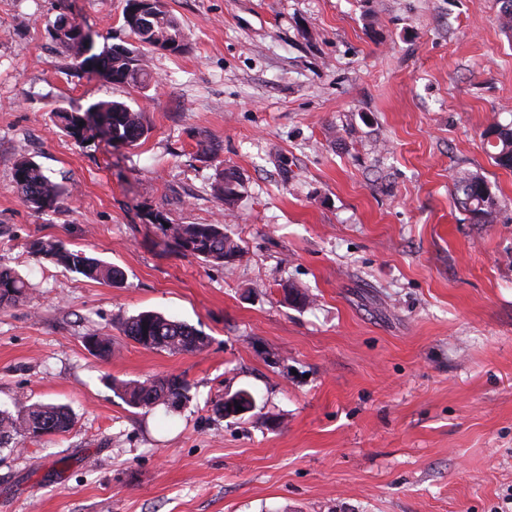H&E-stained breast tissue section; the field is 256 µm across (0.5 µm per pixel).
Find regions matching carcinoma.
<instances>
[{"label":"carcinoma","instance_id":"obj_1","mask_svg":"<svg viewBox=\"0 0 512 512\" xmlns=\"http://www.w3.org/2000/svg\"><path fill=\"white\" fill-rule=\"evenodd\" d=\"M124 27L143 46L158 47L165 42L176 44L174 51L183 49V33L178 20L166 9L164 0H125ZM61 46L80 58L92 50V44L77 35ZM99 69L95 73L116 83L141 84L148 77L147 61L138 48L115 45L97 55ZM55 125L78 144L93 142L105 136L114 144L134 146L145 135L141 112L123 102L98 101L81 113L56 107L51 111ZM487 152L494 162L512 168V126L494 125L484 133ZM14 181L25 201L38 213L59 207L63 191L33 160L24 159L15 168ZM242 181L241 174L232 168L217 173L212 190L226 204L235 202ZM454 197L470 215L474 224H491L495 211L488 186L479 175H468L454 185ZM162 234L173 240L184 253L205 261L222 264L227 255L238 258L243 251L239 244L224 233L222 224H170L158 220ZM31 252L42 259L63 266L88 279L102 280L113 285L123 281V272L81 250H72L59 240L36 239L30 243ZM25 296V282L11 269L0 267V303L16 302ZM125 336L150 350L170 353H195L207 346V337L195 328L170 320L151 311L128 317L122 324ZM114 389L125 401L137 408H153L159 404L175 406L189 399V386L179 378L157 377L142 382H122ZM75 424L70 409L58 404L20 402L16 410H0V447L17 438L38 440L69 432Z\"/></svg>","mask_w":512,"mask_h":512}]
</instances>
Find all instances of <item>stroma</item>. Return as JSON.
<instances>
[{
	"instance_id": "1",
	"label": "stroma",
	"mask_w": 512,
	"mask_h": 512,
	"mask_svg": "<svg viewBox=\"0 0 512 512\" xmlns=\"http://www.w3.org/2000/svg\"><path fill=\"white\" fill-rule=\"evenodd\" d=\"M186 48L147 51L146 86L57 44L134 39L125 0H0V409L63 404L66 434L0 448V512H512V169L482 134L512 123V36L498 0H165ZM121 101L134 147L75 143L51 111ZM64 190L35 213L20 158ZM237 169L231 206L211 191ZM486 181L475 224L457 178ZM220 224L216 265L157 228ZM56 239L120 268L92 281L30 253ZM305 294L291 302L288 289ZM154 311L208 338L143 348ZM111 337L95 355L87 334ZM179 376V407L128 405L116 381ZM254 407L218 418V396ZM454 197L456 203L469 213L472 223L494 222L495 211L483 177L472 174L459 179L454 185ZM25 294V282L11 269L0 267V303L16 302Z\"/></svg>"
}]
</instances>
